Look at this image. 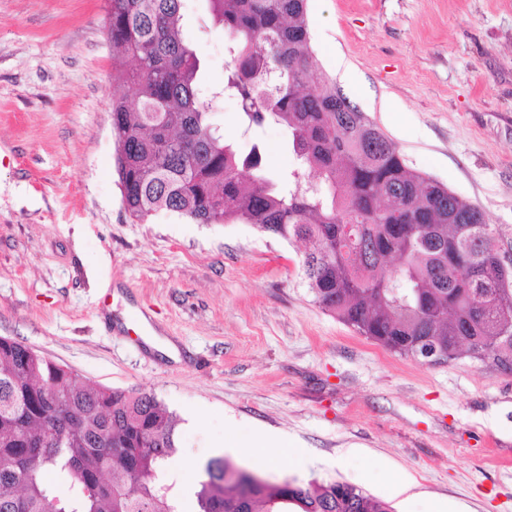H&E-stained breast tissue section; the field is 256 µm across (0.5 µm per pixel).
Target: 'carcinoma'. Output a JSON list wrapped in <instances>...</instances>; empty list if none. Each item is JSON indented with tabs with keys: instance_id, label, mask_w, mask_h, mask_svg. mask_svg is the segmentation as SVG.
Segmentation results:
<instances>
[{
	"instance_id": "1",
	"label": "carcinoma",
	"mask_w": 512,
	"mask_h": 512,
	"mask_svg": "<svg viewBox=\"0 0 512 512\" xmlns=\"http://www.w3.org/2000/svg\"><path fill=\"white\" fill-rule=\"evenodd\" d=\"M184 0H106L112 133L126 211L252 224L306 245L301 274L322 310L384 349H444L512 373V268L481 212L410 168L393 140L318 72L307 0H205L230 36L224 83L201 88L181 33ZM236 100L245 130L288 131L294 168L238 152L214 124ZM177 419L140 390L92 387L0 337V512H179L166 477ZM51 472L57 480H44ZM195 512H393L363 489L313 479L253 486L212 458Z\"/></svg>"
}]
</instances>
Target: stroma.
Listing matches in <instances>:
<instances>
[{
	"mask_svg": "<svg viewBox=\"0 0 512 512\" xmlns=\"http://www.w3.org/2000/svg\"><path fill=\"white\" fill-rule=\"evenodd\" d=\"M185 39L224 81V31L186 0ZM104 0H0V336L177 417L168 477L193 484L231 433L267 427L306 457L242 466L338 480L394 512H512V375L428 365L312 300L304 246L250 224L126 211ZM321 71L413 169L482 212L512 261V0H308ZM290 167L288 132H257ZM151 328L174 355L151 349Z\"/></svg>",
	"mask_w": 512,
	"mask_h": 512,
	"instance_id": "35a3bbf8",
	"label": "stroma"
}]
</instances>
